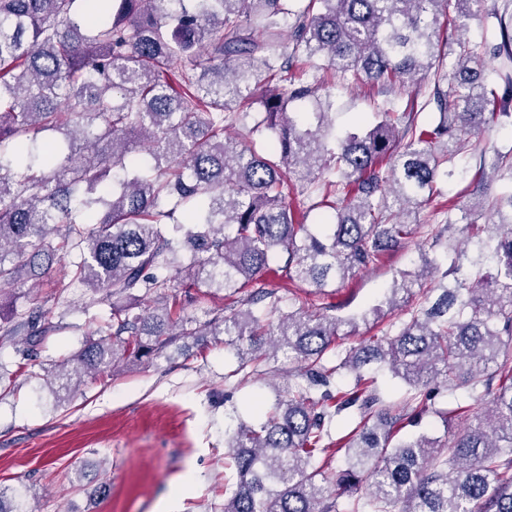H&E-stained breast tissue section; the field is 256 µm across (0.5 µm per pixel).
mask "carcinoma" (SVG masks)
<instances>
[{"label": "carcinoma", "mask_w": 512, "mask_h": 512, "mask_svg": "<svg viewBox=\"0 0 512 512\" xmlns=\"http://www.w3.org/2000/svg\"><path fill=\"white\" fill-rule=\"evenodd\" d=\"M487 0H0V343L27 333L18 369L58 330L41 306L21 309L23 279L56 252L73 254L83 309L112 298V320L58 362L71 394L122 359L162 357L177 342L222 339L252 370L288 351L299 380L264 419L228 441L237 470L224 512H512V192L448 206L432 244L443 269L395 275L381 305L410 297L425 271L435 285L409 317L343 347L350 319L285 312L271 292L247 308L185 314L181 288L235 291L281 261L288 278L321 292L406 242L409 217L442 195L464 148L512 117V13ZM500 41L443 39L481 16ZM293 17L288 44L281 26ZM359 89L433 84L432 96L377 107L371 128L334 132L325 75ZM308 99L312 112L290 111ZM436 105L438 117L418 116ZM241 129L240 137L226 134ZM273 134L268 154L253 136ZM63 135L60 144L43 134ZM512 181V154L482 146L477 183ZM315 192L333 210L323 228L296 222L288 198ZM182 212V220L175 219ZM488 213L495 226L476 220ZM477 247L473 271L453 234ZM341 351L331 366L329 351ZM356 373L331 396L333 375ZM407 385L388 403L365 372ZM463 388L490 407L445 441L396 439V425L431 399ZM356 417L336 439L334 418Z\"/></svg>", "instance_id": "obj_1"}]
</instances>
